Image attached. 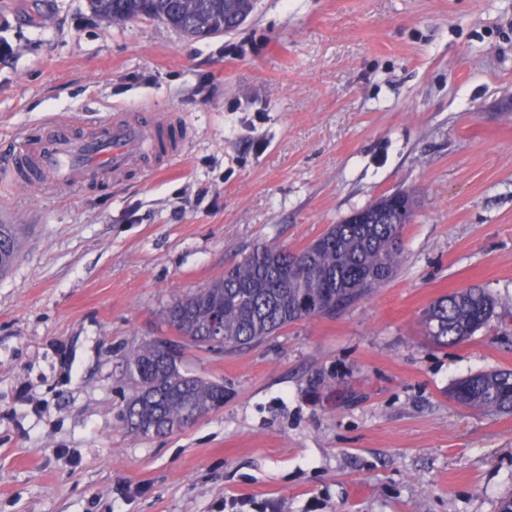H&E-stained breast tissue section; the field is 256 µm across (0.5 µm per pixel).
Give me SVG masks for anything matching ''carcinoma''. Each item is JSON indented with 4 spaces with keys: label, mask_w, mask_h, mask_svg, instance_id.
<instances>
[{
    "label": "carcinoma",
    "mask_w": 512,
    "mask_h": 512,
    "mask_svg": "<svg viewBox=\"0 0 512 512\" xmlns=\"http://www.w3.org/2000/svg\"><path fill=\"white\" fill-rule=\"evenodd\" d=\"M101 18L121 23L157 19L190 38L205 39L239 28L254 0H88ZM413 213L397 210L386 194L355 210L299 250L267 243L255 247L206 287L179 296L164 320L180 337L151 342L128 353L126 370L137 389L124 409L130 430L140 436L166 435V426L191 427L224 406V385L182 368V348L239 349L306 319L332 315L366 298L388 282L401 263L402 234ZM17 232L0 225V273L17 257ZM495 299L483 288H463L433 301L421 325L443 346L467 341L496 313ZM452 397L465 405L512 412V370L481 372L457 381Z\"/></svg>",
    "instance_id": "carcinoma-1"
}]
</instances>
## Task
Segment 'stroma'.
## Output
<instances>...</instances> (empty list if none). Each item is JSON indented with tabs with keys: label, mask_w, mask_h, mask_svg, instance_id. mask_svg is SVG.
Returning <instances> with one entry per match:
<instances>
[{
	"label": "stroma",
	"mask_w": 512,
	"mask_h": 512,
	"mask_svg": "<svg viewBox=\"0 0 512 512\" xmlns=\"http://www.w3.org/2000/svg\"><path fill=\"white\" fill-rule=\"evenodd\" d=\"M0 160L51 117L179 115L169 171L62 190L0 179V512H499L512 413L453 399L512 369V0H255L206 40L87 0H0ZM401 263L351 307L247 349L184 348L224 384L192 428L131 434L123 354L255 245L297 250L385 193ZM498 315L438 346L442 295ZM17 232L12 224L0 225V274L7 271L17 257ZM496 301L484 288H463L433 301L423 312L421 325L443 346L467 341L496 313Z\"/></svg>",
	"instance_id": "35a3bbf8"
}]
</instances>
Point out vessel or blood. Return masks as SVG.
Returning <instances> with one entry per match:
<instances>
[{"mask_svg":"<svg viewBox=\"0 0 512 512\" xmlns=\"http://www.w3.org/2000/svg\"><path fill=\"white\" fill-rule=\"evenodd\" d=\"M99 132L86 139L66 133L63 125L39 139L24 140L15 151L10 168L23 173L28 185L50 182L66 189L99 176L119 181L146 160L165 168L179 158V145L187 128L174 116L130 120L107 118Z\"/></svg>","mask_w":512,"mask_h":512,"instance_id":"obj_1","label":"vessel or blood"}]
</instances>
